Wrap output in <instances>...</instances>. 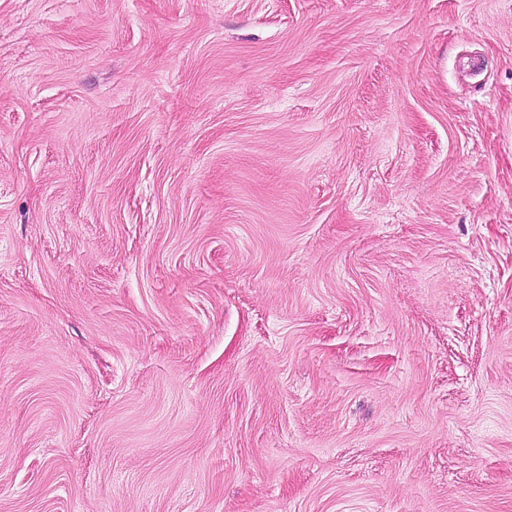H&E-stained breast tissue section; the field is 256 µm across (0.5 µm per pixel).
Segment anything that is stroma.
<instances>
[{
    "label": "stroma",
    "instance_id": "obj_1",
    "mask_svg": "<svg viewBox=\"0 0 512 512\" xmlns=\"http://www.w3.org/2000/svg\"><path fill=\"white\" fill-rule=\"evenodd\" d=\"M0 512H512V0H0Z\"/></svg>",
    "mask_w": 512,
    "mask_h": 512
}]
</instances>
